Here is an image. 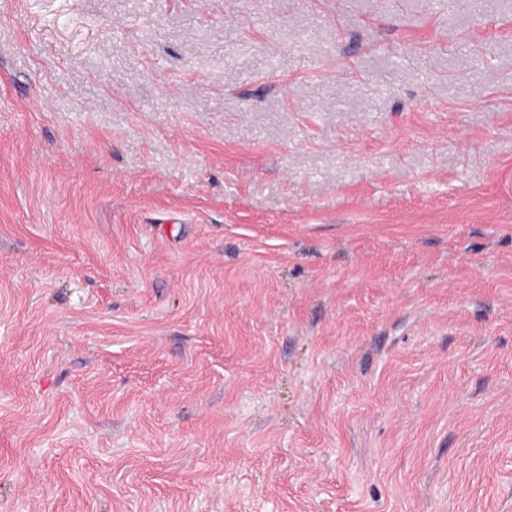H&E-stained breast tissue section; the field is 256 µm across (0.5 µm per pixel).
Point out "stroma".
I'll return each mask as SVG.
<instances>
[{
  "instance_id": "stroma-1",
  "label": "stroma",
  "mask_w": 512,
  "mask_h": 512,
  "mask_svg": "<svg viewBox=\"0 0 512 512\" xmlns=\"http://www.w3.org/2000/svg\"><path fill=\"white\" fill-rule=\"evenodd\" d=\"M0 512H512V0H0Z\"/></svg>"
}]
</instances>
